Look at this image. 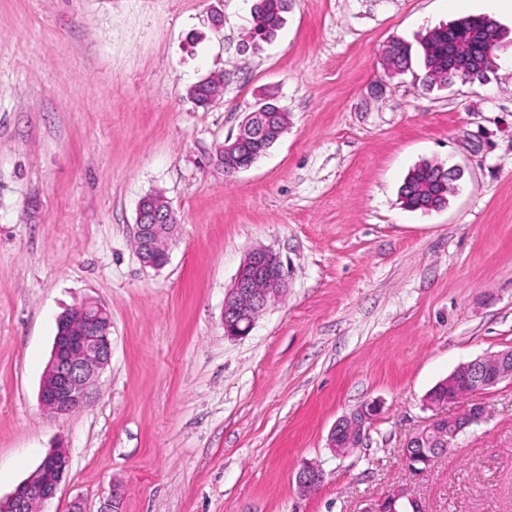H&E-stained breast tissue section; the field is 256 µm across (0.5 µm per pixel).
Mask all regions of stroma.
<instances>
[{"instance_id":"obj_1","label":"stroma","mask_w":512,"mask_h":512,"mask_svg":"<svg viewBox=\"0 0 512 512\" xmlns=\"http://www.w3.org/2000/svg\"><path fill=\"white\" fill-rule=\"evenodd\" d=\"M252 4L0 0V498L62 446L45 512H363L397 486L424 512H512V381L477 393L486 421L423 476L401 455L461 410L425 406L437 382L512 348V10L292 0L255 49ZM465 13L506 34L485 79L426 86L417 53L388 72L389 40ZM215 74L223 97L196 106ZM267 90L288 131L225 177L207 158ZM424 162L462 174L428 213L399 198ZM153 192L179 224L158 270L134 248ZM257 247L288 289L231 338L225 291ZM88 300L112 316L111 361L55 416L38 394L57 320ZM372 401L362 447L333 456L336 420ZM324 480V471L319 464H304L296 474L298 490L303 495L315 493Z\"/></svg>"}]
</instances>
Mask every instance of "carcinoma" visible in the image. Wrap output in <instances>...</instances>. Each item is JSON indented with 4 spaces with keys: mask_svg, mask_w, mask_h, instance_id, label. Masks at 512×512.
<instances>
[{
    "mask_svg": "<svg viewBox=\"0 0 512 512\" xmlns=\"http://www.w3.org/2000/svg\"><path fill=\"white\" fill-rule=\"evenodd\" d=\"M289 0H255L251 7L248 31L249 43L259 48L272 41L285 24ZM426 32L420 38L424 75L428 86L445 87L457 81L469 82L482 79L495 65L494 50L502 40L503 33L496 22L486 16H466ZM453 38L459 48L469 53V62L462 70L448 69V38ZM411 45L401 38L391 40L385 50L387 65L396 72L407 69L411 59ZM218 76L209 83L198 85L195 103L209 104V98L220 91ZM456 190V180H448L444 169L428 163L415 167L400 188L402 204L410 210L430 211L448 205V196Z\"/></svg>",
    "mask_w": 512,
    "mask_h": 512,
    "instance_id": "carcinoma-1",
    "label": "carcinoma"
}]
</instances>
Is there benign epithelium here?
Masks as SVG:
<instances>
[{"instance_id":"1","label":"benign epithelium","mask_w":512,"mask_h":512,"mask_svg":"<svg viewBox=\"0 0 512 512\" xmlns=\"http://www.w3.org/2000/svg\"><path fill=\"white\" fill-rule=\"evenodd\" d=\"M274 97L265 96L248 113L236 135L225 139L212 156L214 165L223 172L237 174L247 167L243 162L249 146L270 131ZM177 228L170 206L151 198L139 203L136 218V236L141 240L137 256L145 267L160 269L168 262L165 240ZM288 288V280L281 256L270 249L251 250L240 265L233 284L224 297V331L230 337L248 335L258 314L279 300ZM112 355V317L102 305L85 302L77 306L69 317L58 319V330L39 390L41 406L56 415H68L81 408L89 388L99 372L110 362ZM512 380V350L479 356L459 365L448 376V398L451 403L469 399L474 393ZM379 411L375 402L367 403L336 420L328 436V448L336 452V437L349 435L352 442L364 439L368 424ZM486 417L485 406L470 402L465 410L451 417L448 438L429 443L431 451L418 452L411 460L410 470L421 474L430 469L441 454L456 446L458 436L468 428L480 424ZM70 470V456L66 448H53L39 466L29 474L6 498L0 500V512H42L41 507L53 499ZM324 480V471L318 464L307 463L296 474L298 490L309 495L318 490ZM363 512H422L417 500L396 487L382 499L370 504Z\"/></svg>"}]
</instances>
